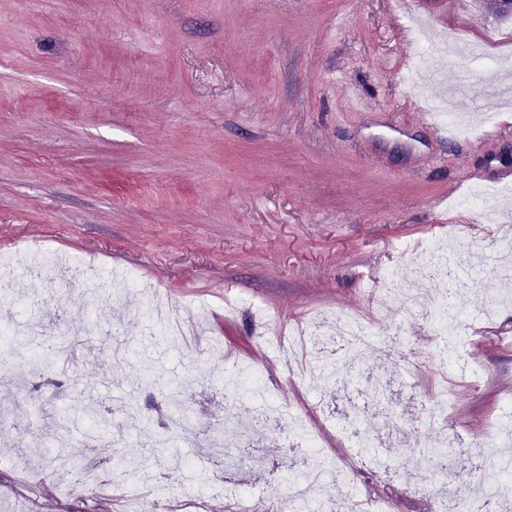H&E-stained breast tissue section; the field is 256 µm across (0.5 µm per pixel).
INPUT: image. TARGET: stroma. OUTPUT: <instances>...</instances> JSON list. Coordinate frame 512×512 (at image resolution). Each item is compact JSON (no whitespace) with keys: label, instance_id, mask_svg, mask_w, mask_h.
Segmentation results:
<instances>
[{"label":"stroma","instance_id":"35a3bbf8","mask_svg":"<svg viewBox=\"0 0 512 512\" xmlns=\"http://www.w3.org/2000/svg\"><path fill=\"white\" fill-rule=\"evenodd\" d=\"M487 44L488 59L424 65L411 23ZM512 73V12L503 0H0V253L39 243L73 260L95 259L163 289L174 303L208 306V339L151 334L147 296L129 288L98 298L79 276L45 288L16 274L15 317L40 306L62 317L87 358L42 368L0 356V512H120L136 498L212 512L228 498L275 501L286 492L276 463L294 435L285 419L258 427L239 449L203 457L159 424L199 408L201 434L248 419L250 403L225 397L213 372L241 364L279 370L253 328L259 310L283 326L366 310L364 289L387 270L414 275L417 251L453 235L452 272L473 262L496 225L468 203L476 177L512 170V104L490 92ZM465 86L475 110L497 108L495 133L441 134L433 105ZM378 348L359 363L387 384L383 401L351 377L362 411L330 436L337 459L354 455L350 433L381 435L376 465L346 473L360 497L393 512H439L433 459L416 430L435 424L427 406L438 369L419 363L431 316L403 300L387 305ZM477 387L457 386L448 425L451 482H497L511 464L487 455L498 420H512V307L468 331ZM274 404L309 417L341 411L334 384L279 379ZM91 404L108 420L110 446L89 437ZM38 436L39 454L23 439ZM131 461L119 490L81 485L87 459L101 469Z\"/></svg>","mask_w":512,"mask_h":512}]
</instances>
